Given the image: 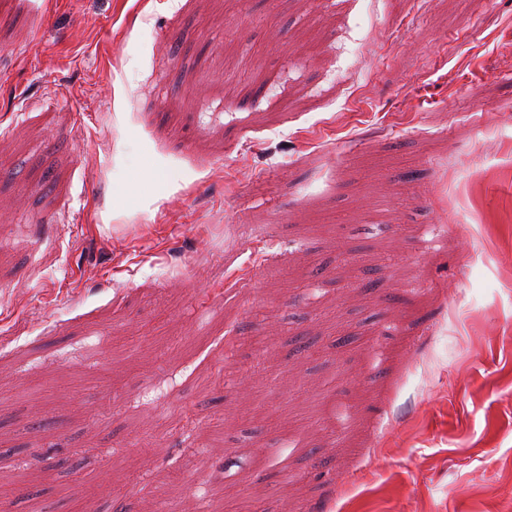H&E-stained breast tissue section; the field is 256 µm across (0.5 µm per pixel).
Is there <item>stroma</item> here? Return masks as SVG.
<instances>
[{
	"mask_svg": "<svg viewBox=\"0 0 512 512\" xmlns=\"http://www.w3.org/2000/svg\"><path fill=\"white\" fill-rule=\"evenodd\" d=\"M493 167L512 0H5L0 512H506Z\"/></svg>",
	"mask_w": 512,
	"mask_h": 512,
	"instance_id": "1",
	"label": "stroma"
}]
</instances>
